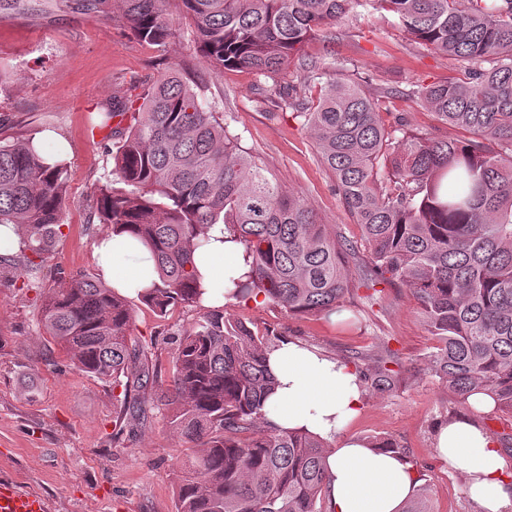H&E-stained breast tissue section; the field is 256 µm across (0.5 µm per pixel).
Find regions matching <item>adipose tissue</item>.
<instances>
[{
    "mask_svg": "<svg viewBox=\"0 0 512 512\" xmlns=\"http://www.w3.org/2000/svg\"><path fill=\"white\" fill-rule=\"evenodd\" d=\"M93 256L102 280L135 296L151 287L154 259L127 232L99 238ZM194 262L206 290L205 301L224 303V279L243 270L240 246L225 242L223 225H214L204 251ZM277 380L264 412L288 430H304L331 441L325 496L331 512H403L417 484L405 458L345 435L360 412L364 391L357 372L316 347L286 338L267 355ZM438 455L465 474L467 491L478 512H512V464L478 424L454 420L436 434Z\"/></svg>",
    "mask_w": 512,
    "mask_h": 512,
    "instance_id": "1",
    "label": "adipose tissue"
}]
</instances>
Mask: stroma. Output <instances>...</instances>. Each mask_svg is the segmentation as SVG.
Here are the masks:
<instances>
[{"label":"stroma","instance_id":"1","mask_svg":"<svg viewBox=\"0 0 512 512\" xmlns=\"http://www.w3.org/2000/svg\"><path fill=\"white\" fill-rule=\"evenodd\" d=\"M20 14L0 15V69L11 76L0 88V138L50 133L44 146L68 164L66 224L53 255L42 265L44 282L58 271L96 272L94 245L104 234L87 200L107 172L105 139L93 138L90 112L112 98H135L171 65L189 67L207 86L206 98L224 102V118L241 145L290 192L304 197L324 223L335 225L359 256L362 230L346 210L333 173L321 164L309 131L292 111L273 110L275 89L298 85L311 62L353 66L363 89L379 104L385 123L404 115L414 134L463 138L439 123L407 91L414 84L460 81L458 61L412 41L386 12L351 13L304 45L287 71L272 80L248 69L215 73L193 48L181 0H167L175 37L160 49L134 39L115 0L90 12L82 0H29ZM355 291L340 318L293 315L269 303L225 302L224 314L253 330L273 329L330 357L354 358L370 371L377 354L394 353L404 384L387 392L365 389L358 416L345 428L359 438H385L406 452L432 512H475L465 477L438 456L435 437L449 420L476 421L512 463V417L481 413L465 404L430 369L437 341L423 323L408 288L386 287L371 301ZM131 338L149 348L162 373L170 371L164 338L189 326L199 308H176L158 317L133 299ZM39 300L21 281L0 282V472L22 490L45 498L48 512H176V471L187 444L153 411L141 424L126 421L113 441L117 402L111 382L71 369L62 348L39 333Z\"/></svg>","mask_w":512,"mask_h":512}]
</instances>
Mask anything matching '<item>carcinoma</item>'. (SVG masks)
<instances>
[{"instance_id":"obj_1","label":"carcinoma","mask_w":512,"mask_h":512,"mask_svg":"<svg viewBox=\"0 0 512 512\" xmlns=\"http://www.w3.org/2000/svg\"><path fill=\"white\" fill-rule=\"evenodd\" d=\"M140 41L166 48L173 32L166 0H115ZM195 49L217 73L247 68L272 78L304 44L359 8L384 10L430 49L460 61L463 81L418 84L414 97L437 120L464 130L448 141L406 136L404 117L385 126L376 103L347 78L322 82L301 107L278 92V106L314 136L321 162L362 228L361 259L245 156L220 104L205 102L190 71L149 84L142 104L108 101L93 127L116 139L112 174L97 186L94 217L134 234L152 253L158 282L140 295L159 317L202 302L193 254L224 225L243 248L246 275L229 278V298L261 294L290 314H330L352 291L397 281L412 291L439 346L430 369L462 400L484 393L512 416V0H182ZM66 166L49 164L33 138L0 140V225L22 234L20 254L0 257L39 289L42 263L64 226ZM359 278L349 277V260ZM127 297L89 272L63 275L43 294L35 327L70 355L72 366L122 388L118 416L164 411L189 453L177 472L176 512H326L328 445L283 430L263 412L275 379L267 353L282 335L256 333L209 310L173 333L171 375L163 384L147 351L129 345ZM364 383L384 393L399 372L380 359Z\"/></svg>"}]
</instances>
